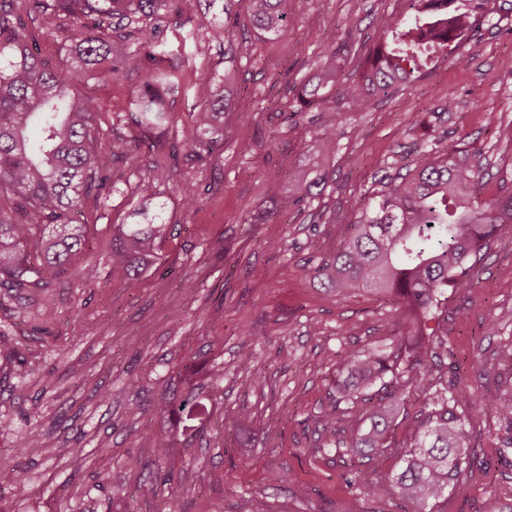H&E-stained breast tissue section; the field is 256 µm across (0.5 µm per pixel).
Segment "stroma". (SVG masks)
I'll use <instances>...</instances> for the list:
<instances>
[{
    "label": "stroma",
    "mask_w": 512,
    "mask_h": 512,
    "mask_svg": "<svg viewBox=\"0 0 512 512\" xmlns=\"http://www.w3.org/2000/svg\"><path fill=\"white\" fill-rule=\"evenodd\" d=\"M397 8V0H296L292 25L270 36L253 29L248 0H237L226 42L198 45L174 17L158 15L165 67L180 89L170 97L169 126L151 134L149 150L135 147L127 123L145 53L130 50L116 79L76 75V87L103 105L104 162L119 182L104 206L77 215L86 247L65 273L49 286L0 295V462L19 465L26 481L23 491L0 493V512H146L158 490L171 512H240L244 505L250 512H404L399 499L365 495L358 474L369 469L368 458L317 449L337 365L349 351L389 344L396 313L363 290L336 295L310 270L336 249L383 176L414 168L419 143L441 140L478 153L484 195L512 182V0H495L479 36L461 45L467 68L438 52L410 84L354 111L350 90L374 46L376 21ZM331 47L346 75L330 93L343 115L340 149L313 208L282 211L288 173L308 163L321 123L316 111L296 113L292 87ZM228 53L238 95L224 115L223 142L202 163L180 146L195 105L184 89L201 74L222 76ZM449 99L455 111L442 110ZM243 126L255 133L246 146L233 136ZM157 161L168 162L169 177L155 183L149 213L162 214L173 231L160 269L127 288L110 275L112 227L143 223L139 185ZM314 236L321 252L309 248ZM218 237L227 254L211 248ZM271 239L283 240L284 251L268 249ZM474 278L471 292L449 294L441 309L424 386L408 395L409 417L394 430L395 443L409 442L413 414L467 361L485 368L456 390L459 405L486 391L512 398V363L499 356L512 345V224L483 251ZM246 339L254 355L244 371L239 345ZM21 362L30 371L24 380L15 373ZM213 365L224 369L220 389L199 393L211 399L212 416L184 449L181 470L160 485L158 402L179 374L203 375ZM48 372L50 386L42 382ZM255 376L263 388L252 387ZM104 391L110 401H101ZM243 407L253 417L246 430L238 421ZM467 430L472 464L445 512H500L512 505V447L504 445L512 429L487 414ZM34 436L46 443L42 453L16 456ZM241 468L249 471L244 485L235 480ZM274 469L293 473L294 484L273 485Z\"/></svg>",
    "instance_id": "obj_1"
}]
</instances>
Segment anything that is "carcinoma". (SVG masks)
Instances as JSON below:
<instances>
[{
    "instance_id": "1",
    "label": "carcinoma",
    "mask_w": 512,
    "mask_h": 512,
    "mask_svg": "<svg viewBox=\"0 0 512 512\" xmlns=\"http://www.w3.org/2000/svg\"><path fill=\"white\" fill-rule=\"evenodd\" d=\"M183 0H0V288L25 287L30 279L48 284L86 245L83 225L71 215L92 202L102 205L112 195V174L104 168L97 141L100 100L73 90V71L53 66L36 53L25 17L36 11L40 29L50 35L69 32V50L83 71L116 78V62L126 51L112 44V30L124 29L125 40L146 51L150 66L133 100L128 122L146 134L169 122L168 94L177 90L161 68L156 27L148 23L161 10L181 13ZM252 26L263 33H280L294 20L295 0H249ZM488 0H400L399 11L377 22V45L359 79L373 97L392 96L409 83L416 69L439 49L459 48L474 38L486 16ZM189 35L197 41L226 38V28L206 15L187 18ZM340 79L336 50H328L315 73L300 82L296 111L315 109L327 116L319 133L320 162L314 169L288 174L293 192L285 209L315 201L314 189L325 179L323 168L336 156V132L341 113L329 106L325 90ZM232 71L224 79L203 74L190 90L199 102L183 130V144L199 160L224 139V112L230 108ZM167 178L155 166L141 183L150 199L152 185ZM480 198L469 155L457 148L420 150L417 165L380 180L374 205L349 225V234L312 276L338 295L360 288L397 307L389 324L391 343L346 353L336 368V395L318 419L319 441L352 455L369 449L380 461L394 452L400 472L390 483L361 475L365 494L374 499L399 497L410 512H443L448 489L465 471L466 417L456 410L453 389L430 393L416 416V434L397 446L391 432L404 409L406 395L420 388L427 369L425 327L435 319L448 290L468 293L475 287V259L505 224H512V191ZM171 225L160 216L144 224L112 225V280L135 288L142 274L159 264L160 246ZM178 401L161 398L163 419L156 428V450L163 465L162 482L180 469L176 454L183 435L202 421L208 407L198 400L191 375ZM367 406L369 425H344L345 415ZM495 413L512 425V399L494 394L471 396L469 417ZM21 472L0 464V491L20 490Z\"/></svg>"
}]
</instances>
